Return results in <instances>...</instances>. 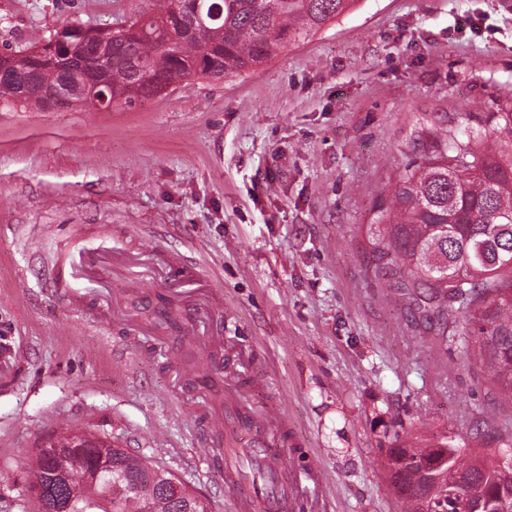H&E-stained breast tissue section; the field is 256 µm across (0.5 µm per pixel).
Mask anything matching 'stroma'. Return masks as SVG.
Instances as JSON below:
<instances>
[{
	"label": "stroma",
	"instance_id": "1",
	"mask_svg": "<svg viewBox=\"0 0 512 512\" xmlns=\"http://www.w3.org/2000/svg\"><path fill=\"white\" fill-rule=\"evenodd\" d=\"M146 7L0 0V45ZM507 89L512 0H357L237 78L110 111L0 107V512H37L27 461L65 429L120 440L211 512H234L222 468L198 451L206 391L184 382L214 377L235 350L265 380L250 400L287 422V465L323 471L301 512H400L381 463L405 438L495 447L512 405L456 345L411 336L368 269L366 227L416 128L481 120ZM97 229L110 239L75 312L48 272L60 240ZM144 239L154 259L138 256ZM164 296L186 315L215 304L220 327L182 334L160 317ZM167 354L184 371L163 369ZM484 411L495 423L471 438Z\"/></svg>",
	"mask_w": 512,
	"mask_h": 512
}]
</instances>
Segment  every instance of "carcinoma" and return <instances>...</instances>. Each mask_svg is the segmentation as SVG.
Masks as SVG:
<instances>
[{
    "label": "carcinoma",
    "instance_id": "carcinoma-1",
    "mask_svg": "<svg viewBox=\"0 0 512 512\" xmlns=\"http://www.w3.org/2000/svg\"><path fill=\"white\" fill-rule=\"evenodd\" d=\"M355 0H155L152 14L129 16L112 33L105 77L112 105L133 106L194 77L222 80L271 61L289 44L318 34ZM191 23L183 33L179 19ZM81 23L63 27L79 65L86 34ZM55 38L0 52V102L42 109L44 95L62 79ZM411 159L398 172L368 232L370 268L401 293L416 336H439L479 361L499 395L512 403V90L498 111L476 123L467 113L453 122L422 125L408 145ZM92 443L124 473L120 486L87 480L91 460L78 459L68 483L86 498L71 512H209L203 498L165 467L114 450L87 435L62 434L61 447ZM31 474L49 480L50 460L35 449ZM402 512H453L449 494L461 491L481 512H512V460L504 453L466 448L442 433L421 446L389 449L384 462Z\"/></svg>",
    "mask_w": 512,
    "mask_h": 512
}]
</instances>
